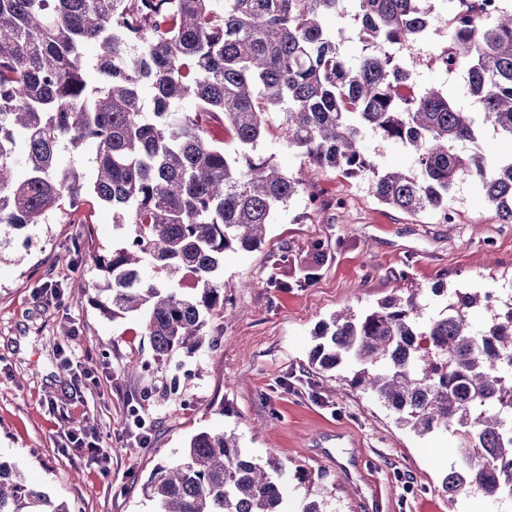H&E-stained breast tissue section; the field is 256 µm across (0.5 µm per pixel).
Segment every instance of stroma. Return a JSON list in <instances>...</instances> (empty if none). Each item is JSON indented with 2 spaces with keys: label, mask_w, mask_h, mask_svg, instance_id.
Instances as JSON below:
<instances>
[{
  "label": "stroma",
  "mask_w": 512,
  "mask_h": 512,
  "mask_svg": "<svg viewBox=\"0 0 512 512\" xmlns=\"http://www.w3.org/2000/svg\"><path fill=\"white\" fill-rule=\"evenodd\" d=\"M428 38L397 51L413 72L412 92L438 87L463 110L465 72L448 74L431 59L448 42L446 0ZM454 219L411 215L381 204L366 178L329 170L309 174L305 194L273 215L261 248L224 253V308L208 316L206 341L155 363L139 317L109 318L72 282L93 284L90 257L119 245L124 231L110 208L91 223L53 219L31 231L30 245L0 251V456L76 512H154L144 485L157 465L179 459L196 433L235 432L255 462L279 461L289 502L309 498L325 512H446L441 480L454 457L445 432L400 428L379 403L343 380L313 369L309 354L323 320L361 313L393 296L418 294L437 309V288L512 293V224L499 223L478 184L459 183ZM82 239L89 255L60 261ZM321 263H314V256ZM314 279L301 283L304 268ZM148 370L126 372L129 359ZM94 380L76 387L78 371ZM151 424L140 444L130 409ZM71 417L84 419L111 450L110 475L88 477L60 448ZM356 449L371 492L356 495L336 461Z\"/></svg>",
  "instance_id": "stroma-1"
}]
</instances>
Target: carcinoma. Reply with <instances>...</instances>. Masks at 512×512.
I'll list each match as a JSON object with an SVG mask.
<instances>
[{
  "mask_svg": "<svg viewBox=\"0 0 512 512\" xmlns=\"http://www.w3.org/2000/svg\"><path fill=\"white\" fill-rule=\"evenodd\" d=\"M436 0H0V248L15 234L97 203L126 230L122 246L91 255L103 314L143 318L154 360L204 341L206 317L224 308V251L258 248L273 212L304 191L256 153L268 115L302 164L368 177L379 200L417 215L451 212L455 186L479 183L512 224V156L477 151L482 131L512 141V13L467 11L448 27L464 93L461 112L413 78L393 53L425 40ZM351 15L361 55L353 65L327 16ZM98 47L89 61L83 47ZM104 76L98 84L88 69ZM152 90L150 99L143 87ZM191 98L193 108L179 104ZM218 124L237 146L212 136ZM408 150L414 165L379 169L364 135ZM92 148V176L58 169L61 146ZM27 173L15 176V165ZM150 260L166 281L145 278ZM190 275L195 292L170 286ZM432 293L438 315L410 296L320 324L311 367L336 370L420 436L449 431L456 457L441 480L452 505L477 491L512 500V296L490 303L469 288ZM486 317L477 327L471 310ZM282 465L246 456L234 433L195 434L182 457L156 466L145 486L155 512H283ZM0 512H72L0 459Z\"/></svg>",
  "mask_w": 512,
  "mask_h": 512,
  "instance_id": "cac0c4a2",
  "label": "carcinoma"
}]
</instances>
